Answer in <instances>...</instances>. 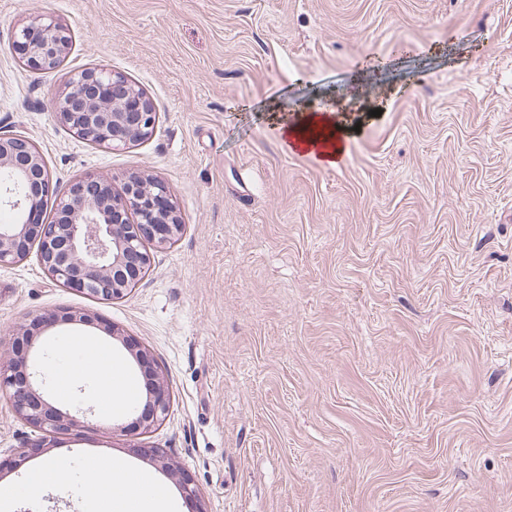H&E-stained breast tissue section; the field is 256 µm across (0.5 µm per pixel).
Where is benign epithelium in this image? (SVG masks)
Listing matches in <instances>:
<instances>
[{"instance_id":"benign-epithelium-1","label":"benign epithelium","mask_w":512,"mask_h":512,"mask_svg":"<svg viewBox=\"0 0 512 512\" xmlns=\"http://www.w3.org/2000/svg\"><path fill=\"white\" fill-rule=\"evenodd\" d=\"M25 64L36 71L53 69L69 46L68 29L35 12L13 33ZM57 118L81 139L114 150L147 138L154 130L156 112L144 93L124 74L99 69L72 73L67 90L55 98ZM56 202L58 222L41 220L45 199ZM0 209L14 215L0 224V264L25 257L37 242L40 261L60 284L103 301L128 295L151 266L147 244L163 248L182 234L184 224L161 181L131 175L122 191H112L106 179L88 175L65 193L52 185L43 154L25 136L0 134ZM137 216L129 223L128 213ZM54 319L36 316L13 336L11 352L0 361V389L9 394L16 413L41 432L17 451L28 458L50 447L52 438L69 430L77 417L51 404L30 379L28 363L41 330ZM119 342L148 379L145 400L121 431L139 437L168 415L170 395L151 352L138 340L111 324L102 327ZM128 451L149 459L164 472L174 471L160 448L141 442Z\"/></svg>"}]
</instances>
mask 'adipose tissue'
<instances>
[{"mask_svg": "<svg viewBox=\"0 0 512 512\" xmlns=\"http://www.w3.org/2000/svg\"><path fill=\"white\" fill-rule=\"evenodd\" d=\"M282 138L294 149L304 154L316 155L329 166H336L344 152V142L354 132L352 116L327 108L321 112H309L305 107L295 111L278 113L274 116ZM93 375L100 381L97 405L100 411L108 413L112 408L126 405L130 394L125 386L123 368L113 359L109 348L89 341L85 353L74 367L58 373L55 391L67 395L73 383L85 375ZM84 476L89 494L94 497L98 512H171L169 496H154L143 487L132 483L131 470L121 460L112 458L86 461ZM68 481L65 463L46 460L30 470L21 484L8 486L0 492V506L10 507L18 498L36 497L46 489L61 486ZM124 485L122 495H114V485Z\"/></svg>", "mask_w": 512, "mask_h": 512, "instance_id": "obj_1", "label": "adipose tissue"}]
</instances>
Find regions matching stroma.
<instances>
[{
  "label": "stroma",
  "mask_w": 512,
  "mask_h": 512,
  "mask_svg": "<svg viewBox=\"0 0 512 512\" xmlns=\"http://www.w3.org/2000/svg\"><path fill=\"white\" fill-rule=\"evenodd\" d=\"M36 12L70 32L60 67L12 44ZM85 68L128 76L153 133L74 137L53 100ZM325 99L375 112L334 167L267 119ZM0 133L28 137L61 191L160 179L185 225L112 302L34 249L0 265V354L38 314L97 319L37 341L51 404L93 410L46 451L71 485L112 456L177 512H512V0H0ZM104 323L158 363L171 406L144 440L175 472L130 456L94 378L55 393ZM37 436L0 392V483Z\"/></svg>",
  "instance_id": "35a3bbf8"
}]
</instances>
